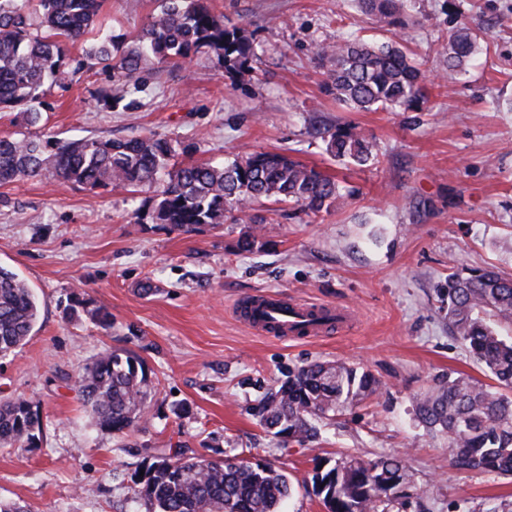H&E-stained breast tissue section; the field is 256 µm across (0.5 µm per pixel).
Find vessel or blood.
I'll use <instances>...</instances> for the list:
<instances>
[{
	"instance_id": "b4317fda",
	"label": "vessel or blood",
	"mask_w": 512,
	"mask_h": 512,
	"mask_svg": "<svg viewBox=\"0 0 512 512\" xmlns=\"http://www.w3.org/2000/svg\"><path fill=\"white\" fill-rule=\"evenodd\" d=\"M237 318L254 334L289 339L339 333L354 321L352 311L339 305L306 302L263 291L245 298Z\"/></svg>"
}]
</instances>
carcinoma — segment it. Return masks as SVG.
I'll list each match as a JSON object with an SVG mask.
<instances>
[{
	"instance_id": "1",
	"label": "carcinoma",
	"mask_w": 512,
	"mask_h": 512,
	"mask_svg": "<svg viewBox=\"0 0 512 512\" xmlns=\"http://www.w3.org/2000/svg\"><path fill=\"white\" fill-rule=\"evenodd\" d=\"M369 13L397 25L393 38L322 43L316 58L336 100L359 111L417 109L426 101L428 75L409 52L403 17L411 0H358ZM102 0H0V109L16 110L28 125L42 119L36 103L53 86L72 80L63 45L94 34L88 65L116 71L101 95L105 106L134 93V75L148 62L191 60L213 54L236 77L251 72L254 40L227 28L207 0H160V10L130 44L99 27ZM483 36L459 24L448 36V72L462 73L477 56ZM327 151L358 165L372 157L370 142L353 127L328 131ZM178 142L152 135L128 139L57 140L52 147L23 138H0V184L46 172L92 189L153 190L134 211L148 220L191 231L222 224L262 199L319 212L342 197L332 176L280 152H256L221 165L174 162ZM448 327L496 382L492 386L448 375L419 401L422 422L448 436V458L464 469L512 475V278L493 269L452 273L438 289ZM39 302L17 274L0 266V358L30 336ZM379 381L344 364L314 362L299 368L272 393L262 421L273 434L298 442L317 435L313 420L375 394ZM76 387L95 425L120 434L144 418L153 388L143 361L130 350H106L79 376ZM42 418L23 398L0 400V447L30 448L39 441ZM410 473L403 460L352 457L316 463L312 482L326 512H380L401 497ZM294 484L288 475L237 457L173 456L161 451L134 481L133 498L145 512H282Z\"/></svg>"
}]
</instances>
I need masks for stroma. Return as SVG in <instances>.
<instances>
[{
  "instance_id": "35a3bbf8",
  "label": "stroma",
  "mask_w": 512,
  "mask_h": 512,
  "mask_svg": "<svg viewBox=\"0 0 512 512\" xmlns=\"http://www.w3.org/2000/svg\"><path fill=\"white\" fill-rule=\"evenodd\" d=\"M229 27L252 35L249 75L229 78L216 56L155 63L138 90L105 108L112 74L79 68L82 43L66 46L76 73L51 87L38 125L0 112V137L126 139L153 134L184 146L186 162L221 163L285 152L346 189L308 213L259 201L238 221L186 232L136 223L143 192L89 189L52 176L0 185V266L40 302L26 343L0 358V398L21 397L43 421L35 448L0 449V499L28 512H144L130 489L157 449L182 446L235 456L288 474L284 512H325L316 462L348 456L403 459L411 480L388 512H493L512 501V476L459 469L448 439L427 429L418 399L449 373L483 379L448 329L437 290L461 268L512 276V0H414L409 46L431 79L421 109L357 112L324 86L315 47L359 33L391 38L386 19L352 0H210ZM158 0H105L100 19L130 40ZM467 22L484 36L464 77L445 46ZM351 126L373 144L360 166L334 158L322 129ZM267 248L243 252L242 236ZM268 291L343 303L347 331L313 341L253 335L234 316ZM87 301V310L74 307ZM102 308L110 326L92 320ZM107 349L134 351L151 372L146 418L122 434L94 425L74 383ZM345 362L373 374L376 395L320 421L316 439L275 437L261 424L267 394L311 362Z\"/></svg>"
}]
</instances>
